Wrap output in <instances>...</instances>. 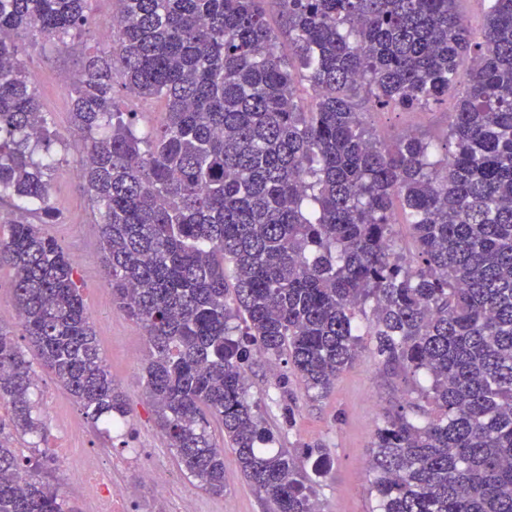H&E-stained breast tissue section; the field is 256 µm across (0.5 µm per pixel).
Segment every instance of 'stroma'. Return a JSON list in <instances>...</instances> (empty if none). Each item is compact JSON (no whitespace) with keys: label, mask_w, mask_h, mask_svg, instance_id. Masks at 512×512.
<instances>
[{"label":"stroma","mask_w":512,"mask_h":512,"mask_svg":"<svg viewBox=\"0 0 512 512\" xmlns=\"http://www.w3.org/2000/svg\"><path fill=\"white\" fill-rule=\"evenodd\" d=\"M20 56L31 73L39 99L51 112L64 142L56 146L59 163L51 175L53 198L60 221L45 225L76 263L75 280L89 311L100 348L114 382L125 394L130 409L122 435L110 438L93 428L71 395L45 370H38L39 404L46 424L45 447L74 440L77 447L101 451L113 466L119 482H137L138 464L163 472L173 489L186 495L193 512H264L259 494L242 476L232 451L224 453V494L216 497L195 487L178 469L174 451L156 427L143 384L148 344L143 328L118 311L112 289L104 277L98 226L91 201L80 178L71 174L78 166L79 134L70 120L69 87L80 69L74 52L57 53L48 44L17 36ZM450 105L411 113L370 111L366 126L384 138L408 131L444 141ZM251 395L266 409L265 418L276 435V447L322 449L327 472L318 480L317 497L322 512H370L375 503L373 476L368 461L370 442L386 411L414 398V386L400 373L389 372L363 346L357 361L321 397L308 393L303 382L289 377L279 388L278 374L262 359L249 372ZM293 404V421L282 408Z\"/></svg>","instance_id":"1"}]
</instances>
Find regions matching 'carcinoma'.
Here are the masks:
<instances>
[{"mask_svg":"<svg viewBox=\"0 0 512 512\" xmlns=\"http://www.w3.org/2000/svg\"><path fill=\"white\" fill-rule=\"evenodd\" d=\"M113 2L112 54L85 56L71 119L112 298L146 331L145 391L181 471L224 494L227 447L266 512H321L324 470L306 465L322 452L268 449L252 351L321 396L367 335L418 393L373 433V512H512V0H485L479 38L459 0H280L288 58L264 0ZM90 20L91 0H0V202L12 212L0 266L33 357L108 434L129 409L74 262L43 232L59 220L48 172L60 135L15 44L25 32L66 51ZM117 83L161 102L159 124L144 134L138 113L118 111ZM450 93L442 143H388L359 112ZM36 390L0 325V512H75L49 480Z\"/></svg>","mask_w":512,"mask_h":512,"instance_id":"carcinoma-1","label":"carcinoma"}]
</instances>
